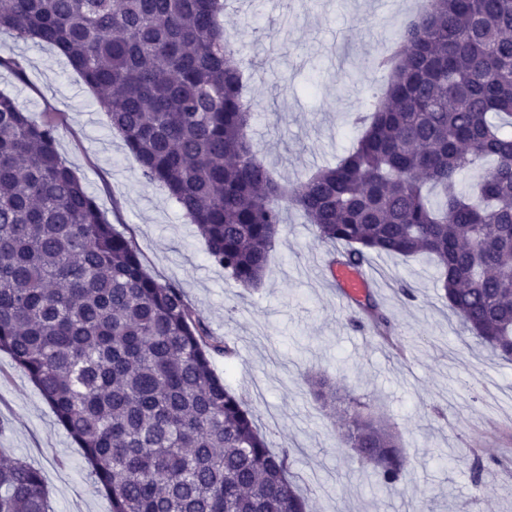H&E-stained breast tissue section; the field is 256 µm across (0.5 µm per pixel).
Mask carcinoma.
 <instances>
[{
  "label": "carcinoma",
  "mask_w": 512,
  "mask_h": 512,
  "mask_svg": "<svg viewBox=\"0 0 512 512\" xmlns=\"http://www.w3.org/2000/svg\"><path fill=\"white\" fill-rule=\"evenodd\" d=\"M225 0H9L0 31L64 56L106 109L141 177L163 186L209 261L258 285L287 207L332 263L428 255L463 330L512 361V0H422L390 51L385 105L353 117L335 165L278 183L248 136L252 106ZM0 91V352L84 451L112 512H307L290 452L272 451L229 357L182 288L145 270L56 146ZM477 174L467 188L461 178ZM387 342L390 321L363 303ZM317 400L335 396L326 378ZM357 397L340 441L383 487L411 464ZM0 512H52L39 469L0 461Z\"/></svg>",
  "instance_id": "cac0c4a2"
}]
</instances>
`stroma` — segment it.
Segmentation results:
<instances>
[{"mask_svg":"<svg viewBox=\"0 0 512 512\" xmlns=\"http://www.w3.org/2000/svg\"><path fill=\"white\" fill-rule=\"evenodd\" d=\"M419 0H232L222 18L246 68L255 104L249 136L274 177L295 182L343 156L354 114L381 95L385 72L372 57L412 18ZM0 91L37 121L61 117L57 149L105 218L161 282L179 285L231 360L213 369L243 394L273 450L289 449L290 471L310 512H411L427 491L432 512H512V364L462 333L444 307L439 272L423 257L375 256L373 293L401 344L356 328L355 307L326 280V248L301 212L289 210L254 288L207 259L206 246L166 190L147 183L93 91L51 47L0 34ZM409 283L414 299L404 298ZM325 376L363 396L399 436L412 461L404 486L377 488L339 440L342 418L310 393ZM0 451L38 468L54 512H111L83 452L58 424L27 375L0 352ZM485 465L475 493L470 464Z\"/></svg>","mask_w":512,"mask_h":512,"instance_id":"obj_1","label":"stroma"}]
</instances>
